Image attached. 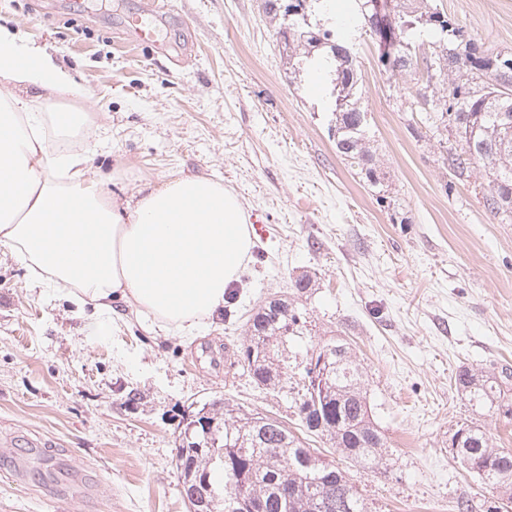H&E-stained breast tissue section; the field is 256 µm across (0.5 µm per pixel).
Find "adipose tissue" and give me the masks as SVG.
<instances>
[{
	"instance_id": "adipose-tissue-1",
	"label": "adipose tissue",
	"mask_w": 512,
	"mask_h": 512,
	"mask_svg": "<svg viewBox=\"0 0 512 512\" xmlns=\"http://www.w3.org/2000/svg\"><path fill=\"white\" fill-rule=\"evenodd\" d=\"M0 246L35 279L91 306V336L108 335L113 298L133 302L163 328L192 329L224 309L253 247L232 189L177 177L129 203L90 177L86 152L44 145L31 90L89 96L70 72L0 25Z\"/></svg>"
}]
</instances>
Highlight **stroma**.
Segmentation results:
<instances>
[{
    "instance_id": "35a3bbf8",
    "label": "stroma",
    "mask_w": 512,
    "mask_h": 512,
    "mask_svg": "<svg viewBox=\"0 0 512 512\" xmlns=\"http://www.w3.org/2000/svg\"><path fill=\"white\" fill-rule=\"evenodd\" d=\"M145 2L0 0V24L93 94L85 129L65 144L48 117L45 144L86 151L91 174L117 172L105 188L122 198L180 176L224 184L249 215L252 258L226 316L195 338L122 298L96 338L90 309L0 246V512H189L175 458L189 415L227 400L296 420L233 360L245 312L304 272L316 282L296 299L306 324L288 364L309 342L353 348L387 439L381 473L345 467L368 512H496L497 492L451 453L468 418L512 448V424L471 413L453 383L462 366H512V223L484 208L485 177L442 165L420 113L402 107L410 79L380 73L369 37L353 41L382 203L337 154L319 79L288 74L263 0H174L158 22L163 54L123 26ZM437 2L512 49V0Z\"/></svg>"
}]
</instances>
